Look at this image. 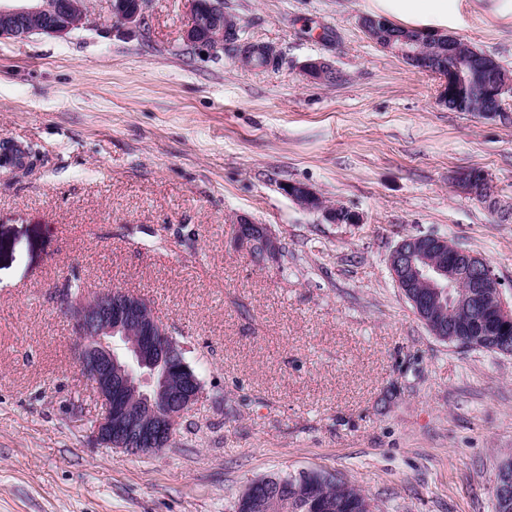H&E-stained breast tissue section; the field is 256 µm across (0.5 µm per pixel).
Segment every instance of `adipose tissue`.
<instances>
[{"mask_svg": "<svg viewBox=\"0 0 512 512\" xmlns=\"http://www.w3.org/2000/svg\"><path fill=\"white\" fill-rule=\"evenodd\" d=\"M369 13L394 26L424 34H445L461 22L463 0H369Z\"/></svg>", "mask_w": 512, "mask_h": 512, "instance_id": "adipose-tissue-1", "label": "adipose tissue"}]
</instances>
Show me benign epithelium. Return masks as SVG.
Masks as SVG:
<instances>
[{"mask_svg": "<svg viewBox=\"0 0 512 512\" xmlns=\"http://www.w3.org/2000/svg\"><path fill=\"white\" fill-rule=\"evenodd\" d=\"M189 18L184 32L185 42L198 49L210 50L223 40L225 32L240 26L233 17L218 18L206 12L201 0H188ZM112 12L123 23L139 25L145 18V0H112ZM91 15L86 0H23L15 7L0 6V40H25L35 33L65 37L89 24ZM425 40L388 37L384 49L407 60L426 64L421 51ZM238 60L247 66L258 51L269 60L277 58L271 46L251 41L238 42ZM448 75L438 95V104L467 99V109L482 112L497 106L501 120L512 118L504 108L500 94L504 87L493 82L468 84L464 75L469 63L448 53ZM329 65L323 59H311L303 65L305 76L312 81L324 80ZM457 188L477 198L487 183L480 171L467 177L462 171L455 177ZM287 194L302 208L316 210L317 196L305 185L291 184ZM323 216L336 223L356 224L358 213L338 206L322 210ZM237 239L247 255L261 248L263 265L279 254V245L268 227L249 218L238 222ZM433 253L446 254L448 262L438 264L428 258ZM390 272L398 287L423 283L430 288L453 293L458 288L472 289L471 296L492 295L493 320L512 324V296L505 295L489 264L481 257L460 247L446 237L425 234L402 239L390 252ZM57 301L71 322L76 336V360L101 400L104 411L96 420L97 438L112 445V422L119 423L143 445L156 446L172 437L177 421L192 409L201 390L200 383L186 380L175 386L171 381L174 362L183 346L172 337L169 328L157 319L147 302L120 288L101 292L73 293L60 288ZM265 512H292L290 501L264 487L250 490L240 497L237 512H250L252 507Z\"/></svg>", "mask_w": 512, "mask_h": 512, "instance_id": "obj_1", "label": "benign epithelium"}]
</instances>
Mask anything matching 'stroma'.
I'll use <instances>...</instances> for the list:
<instances>
[{"mask_svg":"<svg viewBox=\"0 0 512 512\" xmlns=\"http://www.w3.org/2000/svg\"><path fill=\"white\" fill-rule=\"evenodd\" d=\"M66 37L0 40V512H235L249 483L321 472L374 512H495L512 356L436 338L392 279L403 238L480 254L512 290V120L437 105L442 78L378 47L369 0H224L278 67L187 48V0L144 24L89 0ZM455 36L512 72V23L466 0ZM321 58L339 81L308 80ZM485 171L496 208L461 193ZM308 186L357 224L301 208ZM280 250L258 266L240 218ZM147 300L202 394L169 444H101L102 405L56 288ZM287 194L302 208L319 210L323 216L336 223L346 222L347 224H356L360 222L361 217L358 213L348 210L344 207L338 206L333 209H323L316 205L317 196L305 185L291 184L286 188Z\"/></svg>","mask_w":512,"mask_h":512,"instance_id":"obj_1","label":"stroma"}]
</instances>
